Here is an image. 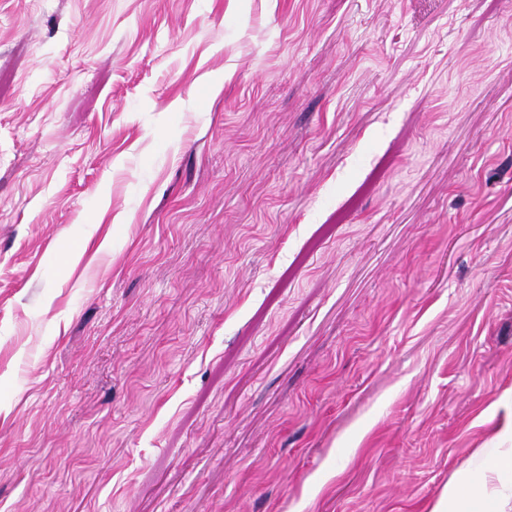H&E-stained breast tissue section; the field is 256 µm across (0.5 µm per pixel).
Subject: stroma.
<instances>
[{
  "label": "stroma",
  "mask_w": 512,
  "mask_h": 512,
  "mask_svg": "<svg viewBox=\"0 0 512 512\" xmlns=\"http://www.w3.org/2000/svg\"><path fill=\"white\" fill-rule=\"evenodd\" d=\"M512 0H0V512H512Z\"/></svg>",
  "instance_id": "obj_1"
}]
</instances>
